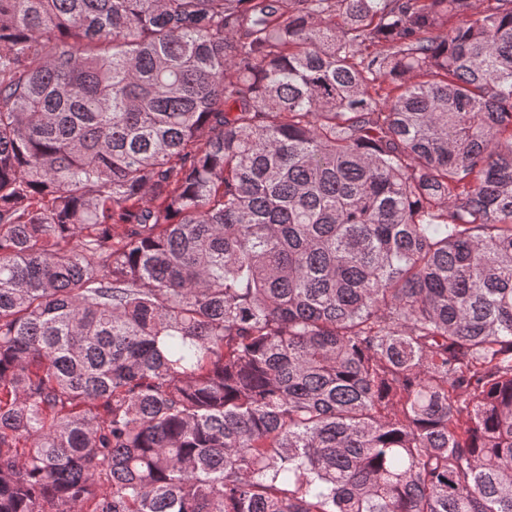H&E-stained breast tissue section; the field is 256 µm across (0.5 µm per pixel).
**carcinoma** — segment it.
Returning a JSON list of instances; mask_svg holds the SVG:
<instances>
[{
  "mask_svg": "<svg viewBox=\"0 0 512 512\" xmlns=\"http://www.w3.org/2000/svg\"><path fill=\"white\" fill-rule=\"evenodd\" d=\"M0 512H512V0H0Z\"/></svg>",
  "mask_w": 512,
  "mask_h": 512,
  "instance_id": "cac0c4a2",
  "label": "carcinoma"
}]
</instances>
